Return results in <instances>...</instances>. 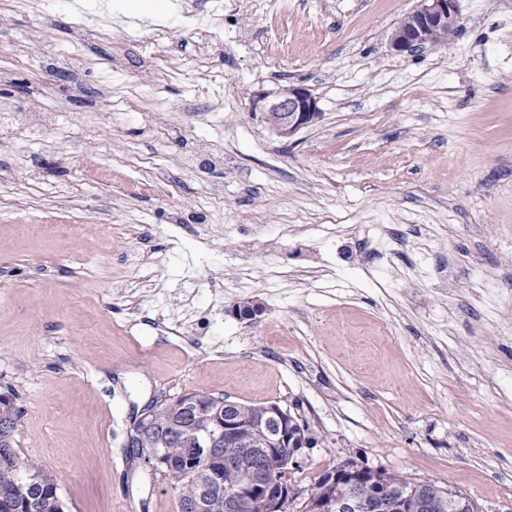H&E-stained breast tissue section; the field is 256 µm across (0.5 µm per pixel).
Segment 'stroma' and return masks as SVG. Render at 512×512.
<instances>
[{
	"label": "stroma",
	"instance_id": "stroma-1",
	"mask_svg": "<svg viewBox=\"0 0 512 512\" xmlns=\"http://www.w3.org/2000/svg\"><path fill=\"white\" fill-rule=\"evenodd\" d=\"M418 5L0 0V394L68 512H179L128 439L188 392L296 413L300 490L512 512V0L392 52ZM291 84L286 141L252 99ZM252 106L260 111L261 120L284 139L313 125L322 115L316 97L301 85H288L274 93H259L253 98ZM375 473L367 479L360 480L352 487L355 494H339L346 489L333 483L331 476L335 472L337 478L345 481H354L364 475V469L354 464L346 463L338 471L331 470L323 474L315 486L311 489L314 500L323 501L316 505V512H362L366 506L360 499L369 500L379 484V480L385 481L389 487L384 496L382 508L374 512H475L474 502L463 493L444 489L430 481H416L402 472L376 469ZM358 497V498H357ZM421 503L435 505V511H418Z\"/></svg>",
	"mask_w": 512,
	"mask_h": 512
}]
</instances>
